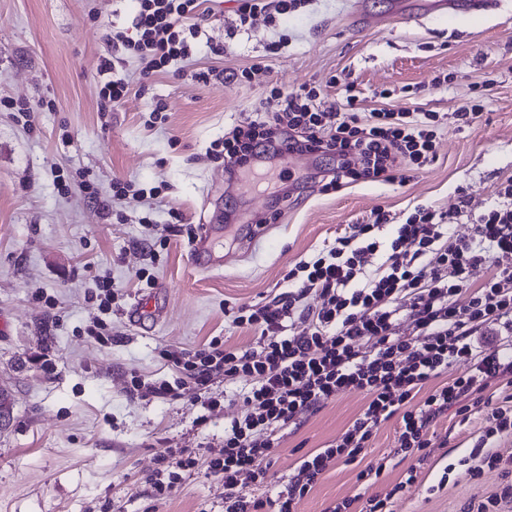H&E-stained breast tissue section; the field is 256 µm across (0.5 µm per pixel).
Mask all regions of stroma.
<instances>
[{"instance_id":"1","label":"stroma","mask_w":512,"mask_h":512,"mask_svg":"<svg viewBox=\"0 0 512 512\" xmlns=\"http://www.w3.org/2000/svg\"><path fill=\"white\" fill-rule=\"evenodd\" d=\"M396 2L307 0L274 22L255 17L231 39L235 0H205L202 45L182 76L166 70L143 83L127 62L131 92L108 112L97 65L111 56L112 29L127 23L133 0H0V99L36 108L29 127L0 111V387L12 403V419L0 429V512H224L221 482L193 475L159 500L151 479L169 449L219 447L224 421L235 413L222 399L243 390L246 379L212 373L208 393L221 405L211 411L200 407L194 384L177 400L145 399L131 393L132 379H171L172 355L215 337L252 347L254 332L232 327L225 305L267 304L287 291L295 262L333 245L372 210L401 223L416 206L448 210L463 201L477 214L512 178V0L452 24ZM283 35L287 48L270 55L268 46ZM216 46L222 55L213 54ZM211 67L247 77L194 80ZM347 80L364 113L452 114L475 106L481 116L461 131L440 128L434 163L401 185L359 182L328 194L322 178L333 159L294 154L289 176L248 192L208 155L255 105L280 110L273 88L305 85L331 103L343 99ZM44 99L52 109H39ZM159 101L162 124L151 115ZM118 178L155 194L118 217L89 203L79 187L91 181L105 198ZM174 209L193 229L219 226L221 268L193 264L186 232L169 228ZM265 220L270 229L248 244L247 225ZM140 270L154 287L137 279ZM104 279L121 295L103 342L87 329L100 315L95 294ZM152 296L165 308L162 317L142 330L132 326L130 305ZM366 401L360 391H341L300 429L287 430L271 452L267 484L251 486V494L265 498L285 485L299 457L335 440ZM480 426L477 418L443 415L436 430L447 447L431 449L417 485L393 499L392 512H459L495 491V471L476 483L460 475L439 482L446 465L469 453ZM395 428L383 425L363 451V462L392 463L376 494L408 467L395 453ZM363 462H338L296 512H323L360 493Z\"/></svg>"}]
</instances>
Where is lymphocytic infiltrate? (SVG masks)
<instances>
[{
  "instance_id": "f902f5d3",
  "label": "lymphocytic infiltrate",
  "mask_w": 512,
  "mask_h": 512,
  "mask_svg": "<svg viewBox=\"0 0 512 512\" xmlns=\"http://www.w3.org/2000/svg\"><path fill=\"white\" fill-rule=\"evenodd\" d=\"M200 0H135L128 27L112 30V49L140 63L148 80L172 63L191 56L201 28ZM359 96L347 84L342 102L319 103L314 90L289 92L277 112L253 110L243 124L231 127L215 144L214 155L229 172L245 173L253 183L267 184L271 173L262 158L296 151L327 153L336 159L322 189L335 193L356 181L405 182L411 166L435 161V112L379 109L357 111ZM462 210L438 212L418 207L405 221L392 223L389 212L373 211L365 224H352L335 244L300 260L286 279L288 289L257 309L238 307L233 327L255 331L253 347L227 348L217 338L203 348L171 357L180 376L176 383H136L142 397L178 399L185 380H193L205 409L216 405L205 389L213 370L250 386L235 399L240 411L224 423V444L217 457L201 465L197 453L178 448L160 460L154 473V495L165 499L196 470L225 487L224 512H293L319 478L337 462L354 461L379 428L397 421L396 452L409 467L388 496H368L361 510L353 499L330 503L324 512H390L392 497L409 491L433 447H446L434 425L447 411L462 420L482 414L483 427L460 465L470 479L499 470L496 491L466 502L460 512H503L512 504V460L495 449L498 437L512 434V180L496 199L472 217L473 232L455 236L451 226ZM376 272H369L372 259ZM488 275L472 285L478 268ZM319 306L307 303L308 297ZM300 320L303 328L289 332ZM412 333L396 335L402 320ZM463 375L450 377L457 364ZM449 380L426 389L430 379ZM504 389L500 402L488 389ZM364 392L363 410L336 440L302 455L275 496L260 499L245 489L264 483L265 459L283 432L300 426L336 394Z\"/></svg>"
}]
</instances>
